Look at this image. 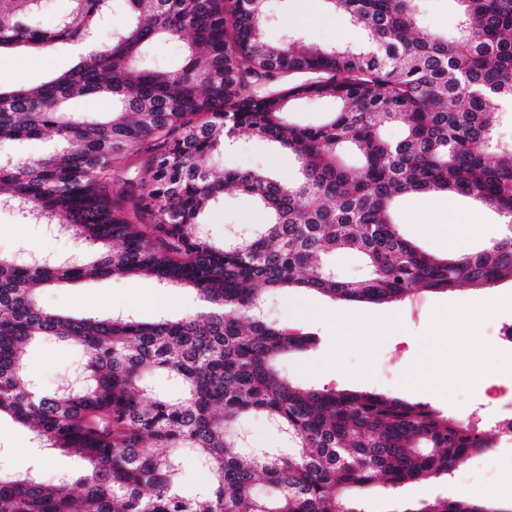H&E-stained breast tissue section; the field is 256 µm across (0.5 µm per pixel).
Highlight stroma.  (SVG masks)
<instances>
[{
  "label": "stroma",
  "instance_id": "stroma-1",
  "mask_svg": "<svg viewBox=\"0 0 512 512\" xmlns=\"http://www.w3.org/2000/svg\"><path fill=\"white\" fill-rule=\"evenodd\" d=\"M266 34L276 40L286 34L301 35L307 42L323 45L354 46L362 42V32L341 16L328 14L322 0H284L275 12ZM76 54L62 46L53 54L0 55V72L18 85H32L50 74L71 67ZM220 168L261 167L278 177L293 176L294 165L274 144L248 134H240L218 161ZM439 196L407 195L397 200L395 210L403 235L434 254L445 253L442 239L431 225L439 211ZM449 218L462 217L479 226L467 244L476 250L497 235L498 216L491 210L454 199L447 211ZM204 221L214 239H221L225 227L265 223L266 214L246 194L232 190L223 202L212 207ZM73 245L68 238L52 236L30 216L18 209L0 210V253L20 257L38 252L56 260L70 258ZM148 282L138 277L93 278L46 291L45 307L84 317L106 318L115 312L131 314L136 320L153 322L174 319L200 310L198 294L190 289H175L165 305L154 304L146 293ZM494 298L493 309L485 312L475 335H455L451 323L452 303L469 298ZM330 300L315 294H283L275 297L268 312L277 321L300 326L315 334L318 343L307 353L285 358L282 367L291 380L307 388L362 390L411 398L429 403L436 409L467 417L480 400V363L494 360L502 375L512 374V354L493 342L497 327L512 323V282L504 281L485 290L462 287L452 291L424 292L411 300L396 303H338L340 317L326 323L310 319L298 321L300 311L333 306ZM397 314L398 329L383 325L384 337L369 344L363 339L375 317ZM77 351L69 344L45 341L29 349L27 367L43 391H53L78 362ZM41 462V476L54 481L57 474L76 466L75 458L41 453L29 431L9 417L0 418V469H25L33 460ZM512 478V468L492 469L479 463L448 477L410 483L396 490L378 485L375 507L396 506L430 500L439 495L452 500L474 501L481 491L503 488Z\"/></svg>",
  "mask_w": 512,
  "mask_h": 512
}]
</instances>
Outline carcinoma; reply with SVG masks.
Segmentation results:
<instances>
[{
  "label": "carcinoma",
  "mask_w": 512,
  "mask_h": 512,
  "mask_svg": "<svg viewBox=\"0 0 512 512\" xmlns=\"http://www.w3.org/2000/svg\"><path fill=\"white\" fill-rule=\"evenodd\" d=\"M48 30L41 0H0V50H78L72 69L29 87L0 79V143L49 133L52 152L0 163V208L23 206L97 248L91 261L0 255V417L29 427L78 466L54 484L37 466L0 471V512H373L389 487L450 472L482 453L479 426L421 401L369 391L309 389L279 360L312 347L308 332L268 319L280 293L392 303L421 292L512 281V0H451L454 32L416 31L417 0H325L366 32L358 48L264 37L270 0H71ZM124 12L109 42L96 30ZM185 45L172 69L148 65L154 42ZM78 97L112 102L88 116ZM332 97L317 125L290 105ZM402 127L397 139L386 128ZM241 132L278 142L296 174L218 172L213 159ZM358 155L350 164L343 151ZM255 198L267 223L201 229L229 187ZM446 193L508 218L473 253L435 256L400 232L393 203ZM366 268L344 279L332 260ZM107 276H145L196 290L204 309L140 322L54 312L44 289ZM57 339L80 355L54 391L28 382L25 347ZM182 393L148 388V371ZM265 418L285 448H249L245 419ZM184 450L208 474L183 493ZM386 512H506L436 497Z\"/></svg>",
  "instance_id": "obj_1"
}]
</instances>
